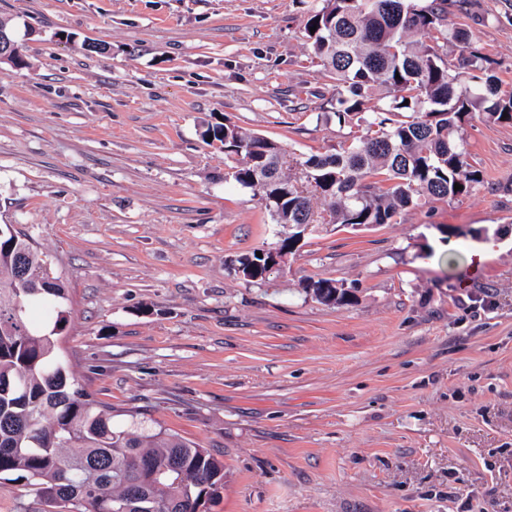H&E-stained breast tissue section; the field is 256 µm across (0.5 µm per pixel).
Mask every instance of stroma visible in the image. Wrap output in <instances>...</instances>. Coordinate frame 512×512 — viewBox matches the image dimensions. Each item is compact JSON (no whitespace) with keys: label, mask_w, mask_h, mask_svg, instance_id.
I'll return each mask as SVG.
<instances>
[{"label":"stroma","mask_w":512,"mask_h":512,"mask_svg":"<svg viewBox=\"0 0 512 512\" xmlns=\"http://www.w3.org/2000/svg\"><path fill=\"white\" fill-rule=\"evenodd\" d=\"M512 93V0H470ZM320 0H0V224L69 290L62 358L114 426L224 463L210 512H512V124L466 123L471 195L275 248L260 190L224 180L226 118L291 157L348 130L303 37ZM351 290L325 305L303 287ZM326 284H334L335 285L334 289L336 291L332 292V298L336 297V302L331 303V304L347 305L350 303L351 300H350V295H349V292H350L349 289H346L344 287L343 283H339L338 281L333 280V279H323V278H320L317 280L309 279L305 282L304 288L307 291L311 292L312 296L315 297V299L317 301H319L320 303L330 304V303L324 302L320 298H324L327 296V294H328L327 289L332 288L331 286H328V288H322L323 290H321V292H319L320 297L317 294V290H319L323 285H326Z\"/></svg>","instance_id":"1"}]
</instances>
